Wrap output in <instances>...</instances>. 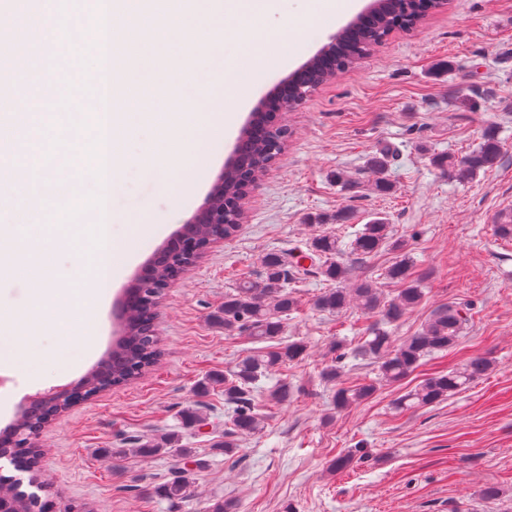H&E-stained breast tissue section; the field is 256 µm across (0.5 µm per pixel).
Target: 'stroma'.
Listing matches in <instances>:
<instances>
[{
	"label": "stroma",
	"instance_id": "obj_1",
	"mask_svg": "<svg viewBox=\"0 0 512 512\" xmlns=\"http://www.w3.org/2000/svg\"><path fill=\"white\" fill-rule=\"evenodd\" d=\"M305 21L293 37L289 28ZM348 16L312 14L309 0H281L269 26L285 50H272L262 80L248 68L213 80H232L240 97L224 101L237 130L285 77L306 62ZM52 116L39 115L20 98L0 116L4 130L38 133ZM286 148L265 170L244 202L238 232L211 247L159 307L158 363L130 384L109 388L74 406L43 430L44 455L37 475L58 512L70 504L93 512H202L211 500L232 502L231 512H512V241L494 234L495 216L512 210V0H448L416 27L397 31L353 69L310 93L286 112ZM501 142L499 163L468 181L431 165L433 153L468 154L486 129ZM237 130L220 142V153L203 185L185 198L173 178L126 171L112 197L118 219L111 234L134 259L112 285L87 332L92 355L69 353L57 361L59 336L48 327L38 370L23 362L6 367L12 382L0 388V429L15 419L30 395L68 385L108 350L116 330L113 305L140 268L200 209L233 156ZM397 157L393 188L371 187L369 158L385 147ZM356 183H337V172ZM385 218L404 240L425 290L423 303L392 333L413 335L437 307L467 303L472 321L454 350L426 360L402 384L380 388L369 400L335 411L337 384L320 372L337 340L357 342L374 316L357 306L329 312L317 305L328 283L299 273L289 286L299 307L285 322L283 341L305 343L302 360L281 367L260 383L256 404L267 417L259 434L240 438L228 458L212 443L224 434V390L197 388L208 374L225 372L259 345L250 336L225 333L215 321L224 295L239 283L259 279L261 258L304 248L326 232L349 245L364 224ZM493 362L486 376L439 404L398 412L393 402L422 379L447 371L468 356ZM287 383L288 398L268 394ZM202 406L211 432L186 425L184 410ZM178 432L203 468L190 469L194 495L172 503L155 489L178 461L165 454L122 455L132 437ZM368 455L333 473L330 460L352 448ZM499 491L497 499L482 495Z\"/></svg>",
	"mask_w": 512,
	"mask_h": 512
}]
</instances>
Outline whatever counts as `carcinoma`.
Returning a JSON list of instances; mask_svg holds the SVG:
<instances>
[{"mask_svg": "<svg viewBox=\"0 0 512 512\" xmlns=\"http://www.w3.org/2000/svg\"><path fill=\"white\" fill-rule=\"evenodd\" d=\"M443 6V0H372L369 14L356 18L336 33L324 55L315 57L295 79L288 83V95L305 97L318 86L349 69L369 50L381 44L395 30L415 26L426 12ZM269 113L256 112L251 123L244 127L236 146L235 165L224 171V205L241 199L248 183L271 163L269 153ZM501 150L494 131L486 132L479 146L466 156L431 154V163L448 170L460 180H469L479 171L487 170L500 160ZM397 151L386 148L369 159L368 169L374 175L378 192L391 190V166ZM495 234L502 240H512V212L498 215ZM214 235L212 224H185L172 243H167L155 253L151 265L143 275L126 288L127 317L121 323L117 336L107 354L73 386L75 392L97 394L109 386H120L139 378L161 356L160 338L155 328L156 307L170 281L183 275L193 259L185 254V246L194 242L205 247ZM400 252V259L385 270V278L402 285L398 294L384 296L369 281L350 282V268L341 260V241L331 235H318L309 242V249L289 259L278 253L263 257L264 272L257 281H244L224 295V307L218 322L224 333L246 332L260 342L268 343L265 350L242 359L224 374L212 373L201 383L208 390L224 386V403L228 405L229 429L224 431V442L218 447L224 455L237 452V438L260 432L265 418L254 403L253 393L259 381L274 369L302 358L304 347L297 343L279 341L284 331V320L298 307L294 296L288 292L294 269L308 259L318 267L320 276L336 283L319 297L318 306L324 310L341 312L355 301L367 312L380 316V326L371 330V336L350 351L341 341H336L331 352L332 364L324 375L339 379L341 364L349 353L366 357L375 365L377 377L370 383L336 389V409H346L370 398L380 387L398 383L415 371L428 357L446 352L459 344L468 324V308L450 302L434 310L420 328L401 343H395L388 327L398 325L405 316L418 307L425 296L419 280L412 276V265L404 253L402 241L392 238L390 225L375 219L364 225L351 242V252L362 260L381 249ZM492 368L491 361L482 355H472L463 367L448 373L430 375L411 392L396 400L400 411L425 407L459 392L471 382L485 376ZM68 397L53 395L24 408L16 422L6 433L0 434V452H5L22 463L38 464L41 450L29 446L26 435L41 431L52 420L72 407ZM118 454L132 453L155 456L161 453L178 458L177 467L169 481L157 487L156 494L169 501H183L192 497L191 482L182 467L197 463L192 449L180 444L179 436L170 434L160 443L133 441V447L120 448ZM365 458L361 448H353L336 457L329 469L339 473ZM11 507L10 512H52L53 501L34 493L18 490V483L0 476V502Z\"/></svg>", "mask_w": 512, "mask_h": 512, "instance_id": "carcinoma-1", "label": "carcinoma"}]
</instances>
